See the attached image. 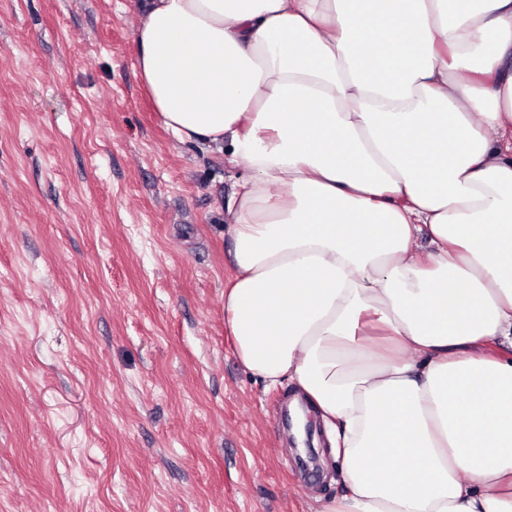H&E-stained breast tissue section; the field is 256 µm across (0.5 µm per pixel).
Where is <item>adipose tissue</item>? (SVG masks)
I'll return each instance as SVG.
<instances>
[{
  "instance_id": "ef3b65f1",
  "label": "adipose tissue",
  "mask_w": 512,
  "mask_h": 512,
  "mask_svg": "<svg viewBox=\"0 0 512 512\" xmlns=\"http://www.w3.org/2000/svg\"><path fill=\"white\" fill-rule=\"evenodd\" d=\"M179 141L249 170L224 324L293 387L318 512H512V0H139Z\"/></svg>"
}]
</instances>
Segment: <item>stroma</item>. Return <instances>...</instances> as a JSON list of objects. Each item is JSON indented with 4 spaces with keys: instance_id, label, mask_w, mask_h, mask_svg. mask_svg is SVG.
Returning <instances> with one entry per match:
<instances>
[{
    "instance_id": "1",
    "label": "stroma",
    "mask_w": 512,
    "mask_h": 512,
    "mask_svg": "<svg viewBox=\"0 0 512 512\" xmlns=\"http://www.w3.org/2000/svg\"><path fill=\"white\" fill-rule=\"evenodd\" d=\"M132 0H0V512H315L338 496L237 360L243 167L163 127Z\"/></svg>"
}]
</instances>
